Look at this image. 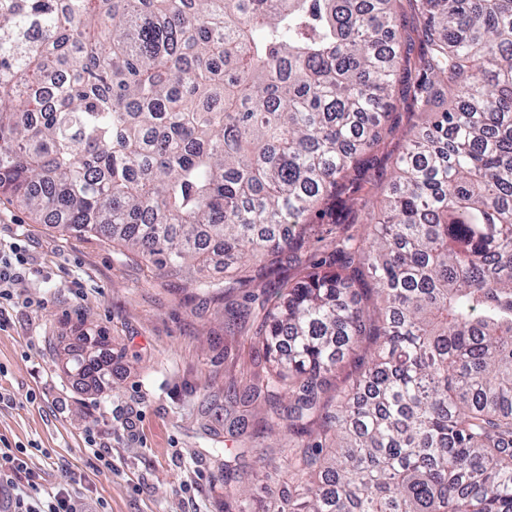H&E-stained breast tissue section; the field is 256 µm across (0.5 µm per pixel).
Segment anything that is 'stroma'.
Wrapping results in <instances>:
<instances>
[{
  "mask_svg": "<svg viewBox=\"0 0 512 512\" xmlns=\"http://www.w3.org/2000/svg\"><path fill=\"white\" fill-rule=\"evenodd\" d=\"M403 49L416 77L423 28L409 0H398ZM417 111L405 85L395 89L393 130L373 149L346 195L341 220H313L305 247L288 264L296 280L329 257L338 239H365L384 208L395 162L415 127ZM18 248L27 264L15 287L10 325L0 331V437L37 445L28 467L44 489L99 499L106 512H224V451L234 447L226 415L253 417V403L225 409L224 394L253 380L265 350L256 334L262 317L232 318L229 308L259 307L269 278L228 293H208L123 255L110 240L76 236L35 221L0 200V249ZM102 336L112 353L105 390L90 391L66 374L57 352L79 333ZM97 421L111 466L86 450L84 430ZM287 433L259 434L245 461L259 471V496L283 487L279 461Z\"/></svg>",
  "mask_w": 512,
  "mask_h": 512,
  "instance_id": "1",
  "label": "stroma"
}]
</instances>
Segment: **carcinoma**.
Returning a JSON list of instances; mask_svg holds the SVG:
<instances>
[{"instance_id": "1", "label": "carcinoma", "mask_w": 512, "mask_h": 512, "mask_svg": "<svg viewBox=\"0 0 512 512\" xmlns=\"http://www.w3.org/2000/svg\"><path fill=\"white\" fill-rule=\"evenodd\" d=\"M395 2L0 0V196L170 275L224 261L207 291L251 262L277 274L382 135ZM413 5L414 105L448 108L400 157L370 245L261 303L246 398L288 430L266 512H512V0ZM59 355L99 369L92 344Z\"/></svg>"}]
</instances>
